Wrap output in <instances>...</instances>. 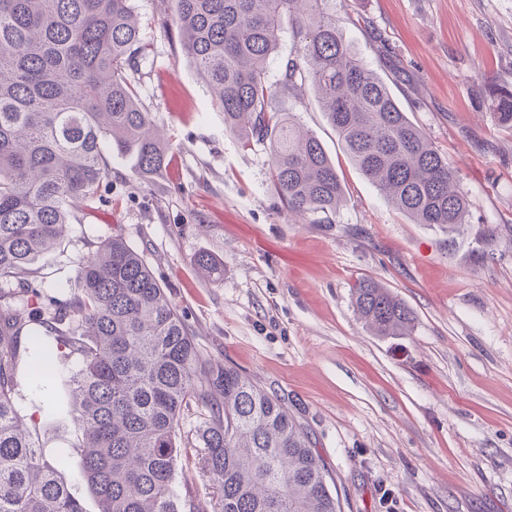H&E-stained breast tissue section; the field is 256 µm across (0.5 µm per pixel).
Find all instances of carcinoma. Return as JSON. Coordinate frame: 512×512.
Wrapping results in <instances>:
<instances>
[{
	"label": "carcinoma",
	"instance_id": "cac0c4a2",
	"mask_svg": "<svg viewBox=\"0 0 512 512\" xmlns=\"http://www.w3.org/2000/svg\"><path fill=\"white\" fill-rule=\"evenodd\" d=\"M172 24L224 114V130L269 150L288 208L333 214L344 185L322 142L302 133L276 100L310 82L351 161L415 224L454 230L469 200L448 159L409 118L388 84L352 50L328 0H174ZM297 57L269 75L283 23ZM146 44L132 0H0V279L32 307L0 304V512H85L17 405L19 336L48 328L44 377L78 360L71 414L83 435V477L99 512H180L174 479L184 412L214 512H341L306 430L280 397L235 368L203 358L142 255L114 236L77 261L75 302L51 296L30 266L51 251L76 209L109 192L108 154L142 171L165 159L163 130L138 103L133 74ZM512 130V88H488ZM198 269H224L201 255ZM360 321L381 337L406 336L413 311L371 279L353 287Z\"/></svg>",
	"mask_w": 512,
	"mask_h": 512
}]
</instances>
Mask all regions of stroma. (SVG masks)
Listing matches in <instances>:
<instances>
[{
  "label": "stroma",
  "instance_id": "1",
  "mask_svg": "<svg viewBox=\"0 0 512 512\" xmlns=\"http://www.w3.org/2000/svg\"><path fill=\"white\" fill-rule=\"evenodd\" d=\"M149 58L139 104L164 127V165L114 158L106 203L70 218L33 265L74 299L76 263L119 235L137 250L204 356L288 403L335 481L342 512H512V131L484 87H512V0H328L358 56L456 170L469 200L455 231L415 224L349 161L311 87L280 108L320 139L344 184L336 215L289 210L263 145L224 115L169 25L173 0H133ZM224 267L212 281L196 266ZM369 278L413 311L408 336L373 335L353 286ZM74 360L42 383L17 375L41 452L82 499L81 434L67 414ZM182 448L180 503L211 501Z\"/></svg>",
  "mask_w": 512,
  "mask_h": 512
}]
</instances>
